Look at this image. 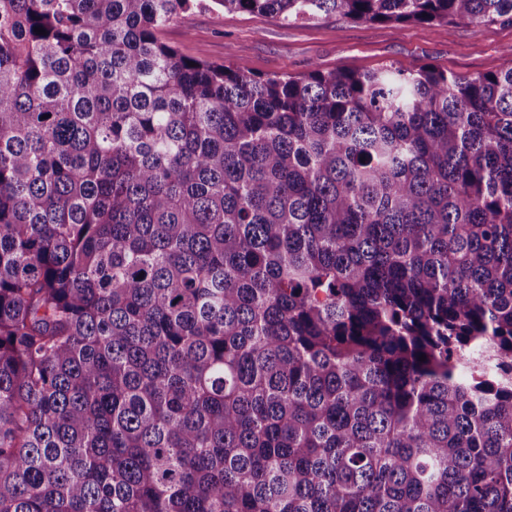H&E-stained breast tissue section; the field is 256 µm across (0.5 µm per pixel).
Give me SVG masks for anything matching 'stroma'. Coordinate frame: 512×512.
Segmentation results:
<instances>
[{
  "label": "stroma",
  "mask_w": 512,
  "mask_h": 512,
  "mask_svg": "<svg viewBox=\"0 0 512 512\" xmlns=\"http://www.w3.org/2000/svg\"><path fill=\"white\" fill-rule=\"evenodd\" d=\"M162 39L186 56L227 63L256 76H302L312 69L412 70L431 65L459 75L512 68V23L480 29L461 21L354 22L335 15L314 22L209 8L182 14Z\"/></svg>",
  "instance_id": "obj_1"
}]
</instances>
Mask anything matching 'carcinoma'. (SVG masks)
<instances>
[{"mask_svg": "<svg viewBox=\"0 0 512 512\" xmlns=\"http://www.w3.org/2000/svg\"><path fill=\"white\" fill-rule=\"evenodd\" d=\"M216 5L512 22L0 0V512H512V68L161 40Z\"/></svg>", "mask_w": 512, "mask_h": 512, "instance_id": "carcinoma-1", "label": "carcinoma"}]
</instances>
